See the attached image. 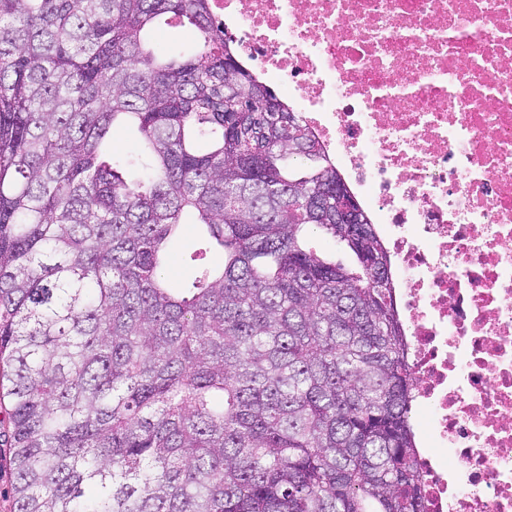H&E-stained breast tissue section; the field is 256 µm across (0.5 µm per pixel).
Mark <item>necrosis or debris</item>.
I'll use <instances>...</instances> for the list:
<instances>
[{"instance_id":"necrosis-or-debris-1","label":"necrosis or debris","mask_w":512,"mask_h":512,"mask_svg":"<svg viewBox=\"0 0 512 512\" xmlns=\"http://www.w3.org/2000/svg\"><path fill=\"white\" fill-rule=\"evenodd\" d=\"M390 248L426 512H512V0H211Z\"/></svg>"}]
</instances>
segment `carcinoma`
Here are the masks:
<instances>
[{
  "mask_svg": "<svg viewBox=\"0 0 512 512\" xmlns=\"http://www.w3.org/2000/svg\"><path fill=\"white\" fill-rule=\"evenodd\" d=\"M274 98L209 0H0L13 512H424L390 255L321 206L336 165ZM127 126L135 181L107 157ZM184 224L224 264L172 288ZM156 35L158 41H162L167 44L192 45L190 29L187 23L185 26H181L174 20L169 24L161 23L156 29ZM313 239L318 248L327 256L336 260V262H341L348 266L354 264V256L346 247L334 244L328 238L320 237L319 235H313Z\"/></svg>",
  "mask_w": 512,
  "mask_h": 512,
  "instance_id": "cac0c4a2",
  "label": "carcinoma"
}]
</instances>
